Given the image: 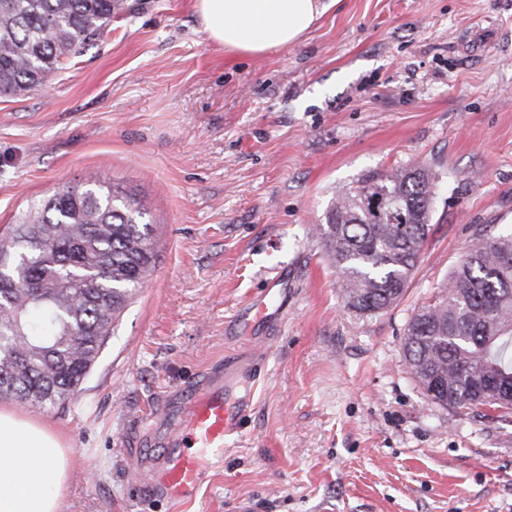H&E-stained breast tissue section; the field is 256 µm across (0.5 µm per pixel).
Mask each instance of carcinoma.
I'll list each match as a JSON object with an SVG mask.
<instances>
[{
    "instance_id": "obj_1",
    "label": "carcinoma",
    "mask_w": 512,
    "mask_h": 512,
    "mask_svg": "<svg viewBox=\"0 0 512 512\" xmlns=\"http://www.w3.org/2000/svg\"><path fill=\"white\" fill-rule=\"evenodd\" d=\"M124 0H0V94L42 87L63 61L109 32ZM438 177L417 164L341 189L316 227L347 306L392 307L431 230ZM155 263L137 199L94 176L32 203L0 234V398L40 408L72 398L120 311ZM404 356L432 372L437 404L478 400L474 381L512 386V229L475 232L436 299L410 318Z\"/></svg>"
}]
</instances>
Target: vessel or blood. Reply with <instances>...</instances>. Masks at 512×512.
<instances>
[{
	"instance_id": "b4317fda",
	"label": "vessel or blood",
	"mask_w": 512,
	"mask_h": 512,
	"mask_svg": "<svg viewBox=\"0 0 512 512\" xmlns=\"http://www.w3.org/2000/svg\"><path fill=\"white\" fill-rule=\"evenodd\" d=\"M248 408V402L243 401L236 410H229L224 403L222 383L211 378L205 380L174 426L165 465L150 479L148 491L171 501L191 498L199 488L204 456L223 452L226 437Z\"/></svg>"
}]
</instances>
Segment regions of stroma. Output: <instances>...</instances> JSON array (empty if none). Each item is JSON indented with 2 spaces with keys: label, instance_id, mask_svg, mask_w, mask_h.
<instances>
[{
  "label": "stroma",
  "instance_id": "1",
  "mask_svg": "<svg viewBox=\"0 0 512 512\" xmlns=\"http://www.w3.org/2000/svg\"><path fill=\"white\" fill-rule=\"evenodd\" d=\"M126 3L42 88L0 94V230L94 174L155 246L77 393L23 408L70 458L61 512H512V417L434 403L403 355L475 231L512 227V0H339L259 56L212 43L194 0ZM409 163L440 176L431 232L400 300L355 311L314 228ZM233 362L256 374L223 458L193 501L151 498L167 410Z\"/></svg>",
  "mask_w": 512,
  "mask_h": 512
}]
</instances>
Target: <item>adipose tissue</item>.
<instances>
[{"label": "adipose tissue", "instance_id": "ef3b65f1", "mask_svg": "<svg viewBox=\"0 0 512 512\" xmlns=\"http://www.w3.org/2000/svg\"><path fill=\"white\" fill-rule=\"evenodd\" d=\"M338 0H196L210 40L237 55L298 43ZM70 460L60 436L0 406V512H60Z\"/></svg>", "mask_w": 512, "mask_h": 512}]
</instances>
